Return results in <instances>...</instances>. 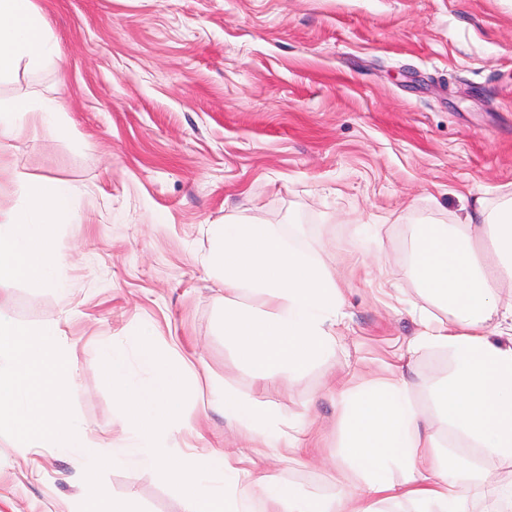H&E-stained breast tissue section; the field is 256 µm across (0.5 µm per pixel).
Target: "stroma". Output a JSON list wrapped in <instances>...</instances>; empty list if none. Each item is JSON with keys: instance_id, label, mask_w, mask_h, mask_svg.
I'll return each instance as SVG.
<instances>
[{"instance_id": "stroma-1", "label": "stroma", "mask_w": 512, "mask_h": 512, "mask_svg": "<svg viewBox=\"0 0 512 512\" xmlns=\"http://www.w3.org/2000/svg\"><path fill=\"white\" fill-rule=\"evenodd\" d=\"M56 67L19 70L0 98L40 96L64 128L29 124L0 141V206L16 179L60 180L77 200L55 229V282L0 284L16 322L57 325L69 351L72 416L104 452L126 422L101 356L136 355L142 335L214 395L185 402L171 455L205 448L256 459L298 495L347 488L338 456L349 388L404 372L426 397L445 380L442 348L407 349L425 316L444 317L407 272L421 225L512 200V0H37ZM270 224L341 276L342 351L259 386L224 342V284L206 259L213 225ZM274 402L310 455L245 441L225 390ZM30 472L0 440V512H71L79 450L41 448ZM103 496L135 512H187L148 467L100 469Z\"/></svg>"}]
</instances>
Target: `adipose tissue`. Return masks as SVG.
<instances>
[{
    "instance_id": "obj_1",
    "label": "adipose tissue",
    "mask_w": 512,
    "mask_h": 512,
    "mask_svg": "<svg viewBox=\"0 0 512 512\" xmlns=\"http://www.w3.org/2000/svg\"><path fill=\"white\" fill-rule=\"evenodd\" d=\"M58 59L36 0H0V82L19 68L39 70ZM33 117L49 126L63 120L54 100L0 99V139L17 136ZM74 199L73 187L64 182L22 179L19 201L0 207V283L49 282L54 229L65 223ZM217 236L209 262L224 280V338L254 378L294 375L335 352L345 328V294L332 272L267 224L228 222L218 225ZM408 273L448 310L447 318L426 320L410 348L448 349L453 368L444 383L430 388L427 409L402 375L357 390L345 388L340 375L329 378V387L340 393L339 454L352 477L348 491L303 499L286 486L271 493L251 469L228 464L223 490L201 495L198 478L210 456L176 459L162 445L182 420L183 369L148 340L138 351L151 374L147 383L130 382L123 349L103 357L138 462L172 482L188 512H252L265 497L271 512H390L400 502L411 512H478L481 504L485 512H512V487L488 499L493 474L462 472L455 453L465 447L512 461V301L495 292L497 284L512 282V201L491 211L481 203L471 206L458 224L425 225ZM490 322L492 337L486 333ZM36 363L47 373L38 387L29 382ZM71 375L57 327L30 328L0 313V438H10L22 457L45 446L79 449L90 461L83 482L93 491L98 470L110 460L64 405ZM221 405L247 439L284 438L300 448L298 437H285L274 403L246 401L228 391Z\"/></svg>"
}]
</instances>
